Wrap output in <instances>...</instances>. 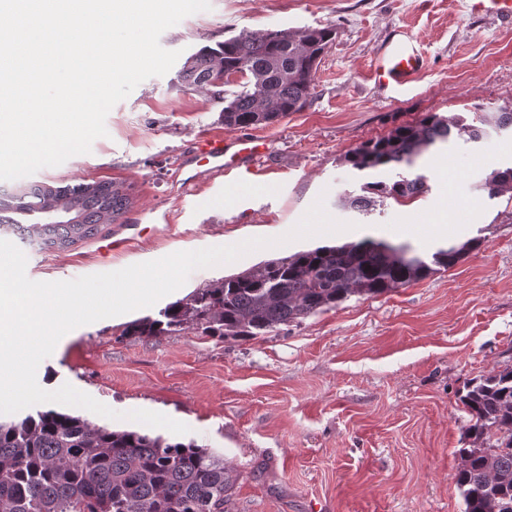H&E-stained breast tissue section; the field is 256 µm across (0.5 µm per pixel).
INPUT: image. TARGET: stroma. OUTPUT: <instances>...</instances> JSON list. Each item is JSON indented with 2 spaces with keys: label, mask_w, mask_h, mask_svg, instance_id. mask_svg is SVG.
Returning <instances> with one entry per match:
<instances>
[{
  "label": "stroma",
  "mask_w": 512,
  "mask_h": 512,
  "mask_svg": "<svg viewBox=\"0 0 512 512\" xmlns=\"http://www.w3.org/2000/svg\"><path fill=\"white\" fill-rule=\"evenodd\" d=\"M329 25L336 34L311 101L251 127L270 142L265 173L233 201L221 187L180 194L176 164L195 138L235 130L224 124L223 98L189 89L178 63L111 109L108 134L90 153L28 176L31 184L113 182L130 198L120 221L96 237L64 251L24 246L30 279L65 281L103 262L117 271L178 251L277 237L320 197L352 230L195 270L174 299L319 245L386 240L429 255L482 235L481 248L453 268L382 295H353L255 341L192 329L126 335L129 323L158 317L161 300L69 332L39 364L37 381L50 391L71 384L122 414L115 421L81 410L95 425L138 429L125 414L139 409L188 425L183 441L222 453L232 470L226 512H313L317 504L326 512H463L456 475L466 415L457 392L512 365V191L492 199L480 189L492 170L512 166V131L431 147L411 168L425 177L423 193L369 211L350 199L397 172H361L344 157L427 112L474 124L477 111L512 106V24L471 16L464 0H211L210 10L164 31L160 44L188 57L244 27ZM396 28L425 58L400 101L381 95L371 77L378 47ZM444 223L454 234L436 235ZM107 238L131 246L101 252Z\"/></svg>",
  "instance_id": "stroma-1"
}]
</instances>
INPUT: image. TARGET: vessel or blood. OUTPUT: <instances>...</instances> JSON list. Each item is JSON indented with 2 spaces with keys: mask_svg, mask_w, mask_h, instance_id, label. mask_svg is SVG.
<instances>
[{
  "mask_svg": "<svg viewBox=\"0 0 512 512\" xmlns=\"http://www.w3.org/2000/svg\"><path fill=\"white\" fill-rule=\"evenodd\" d=\"M466 9L474 15L512 19V0H466ZM424 66L421 52L407 33L396 30L377 51L372 79L382 93L395 96L414 82ZM267 150L266 141L259 138L210 132L198 137L178 164L197 171L196 177L188 178V185H195L200 176L224 184L259 176L260 161Z\"/></svg>",
  "mask_w": 512,
  "mask_h": 512,
  "instance_id": "1",
  "label": "vessel or blood"
}]
</instances>
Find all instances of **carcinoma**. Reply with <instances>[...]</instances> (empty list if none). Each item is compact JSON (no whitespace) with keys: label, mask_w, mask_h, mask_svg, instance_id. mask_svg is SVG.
I'll list each match as a JSON object with an SVG mask.
<instances>
[{"label":"carcinoma","mask_w":512,"mask_h":512,"mask_svg":"<svg viewBox=\"0 0 512 512\" xmlns=\"http://www.w3.org/2000/svg\"><path fill=\"white\" fill-rule=\"evenodd\" d=\"M334 36L331 26L295 32L243 28L218 48L189 56L182 77L192 88L219 95L224 73L247 76L224 105V125L271 124L308 104L317 58ZM455 135L477 141L486 131L427 112L362 142L345 162L359 171L409 167ZM108 187L105 201L86 183L0 193V233L16 232L42 250H65L126 211L130 201L122 187ZM424 188V176L399 173L391 183L365 184L364 194L350 205L366 211L386 199H414ZM511 188V167L490 172L481 186L490 198ZM73 204L80 207L78 224L21 221ZM482 244L475 238L449 245L429 261L406 243L384 240L316 246L199 288L169 304L160 317L133 322L127 333L160 336L193 328L226 341L256 340L352 295L384 294L452 268ZM458 401L468 416L467 447L458 449L456 476L464 512H512V366L467 380ZM233 486L224 455L193 441L95 426L56 409L20 421L0 419V512H224Z\"/></svg>","instance_id":"obj_1"}]
</instances>
